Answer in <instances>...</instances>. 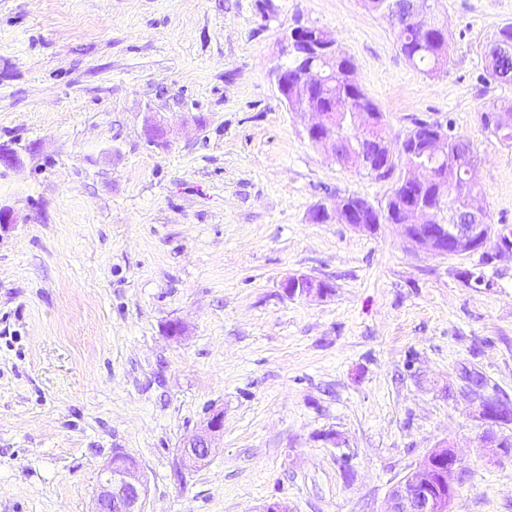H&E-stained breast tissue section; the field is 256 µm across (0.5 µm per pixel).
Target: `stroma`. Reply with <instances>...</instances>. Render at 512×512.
<instances>
[{"instance_id":"35a3bbf8","label":"stroma","mask_w":512,"mask_h":512,"mask_svg":"<svg viewBox=\"0 0 512 512\" xmlns=\"http://www.w3.org/2000/svg\"><path fill=\"white\" fill-rule=\"evenodd\" d=\"M437 9L431 77L363 0H0V149L19 159L0 166V512H93L122 453L143 512H384L443 441L466 469L450 512H512V456L476 448L457 390L468 367L512 399V256L313 223L392 183L313 145L270 74L287 31H325L391 142L417 119L469 138L489 222L512 227V143L479 120L512 101L485 71L512 0ZM301 274L334 292L286 297ZM215 411L209 458L183 463Z\"/></svg>"}]
</instances>
